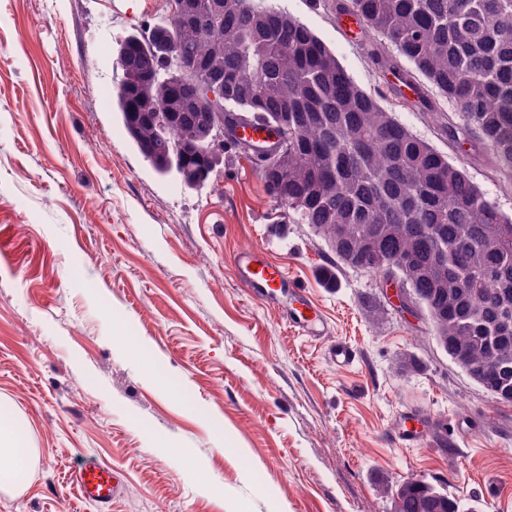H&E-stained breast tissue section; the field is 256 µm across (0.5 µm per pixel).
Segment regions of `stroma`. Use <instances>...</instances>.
<instances>
[{
	"label": "stroma",
	"instance_id": "stroma-1",
	"mask_svg": "<svg viewBox=\"0 0 512 512\" xmlns=\"http://www.w3.org/2000/svg\"><path fill=\"white\" fill-rule=\"evenodd\" d=\"M310 27L364 90L512 214L490 157L448 140L389 84L384 38L335 0H268ZM171 0H0V406L32 454L0 512H96L68 472L114 468L112 512H393L379 485L424 479L477 512H512V405L441 350L429 320L293 223L227 152L206 185L157 173L112 92L119 43ZM257 248L321 314L243 288ZM336 281L326 284L323 272ZM356 359L339 365L331 344ZM414 423L411 448L395 435Z\"/></svg>",
	"mask_w": 512,
	"mask_h": 512
}]
</instances>
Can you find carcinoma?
<instances>
[{
  "instance_id": "carcinoma-1",
  "label": "carcinoma",
  "mask_w": 512,
  "mask_h": 512,
  "mask_svg": "<svg viewBox=\"0 0 512 512\" xmlns=\"http://www.w3.org/2000/svg\"><path fill=\"white\" fill-rule=\"evenodd\" d=\"M343 12L377 32L412 69L392 67L402 85L417 91L422 75L456 107L446 132L494 158L503 186L512 188V0H348ZM170 58L155 70L140 60L159 52L154 34L129 35L120 43L123 79L113 95L123 125L143 157L198 134L211 116L207 99H173L170 87L185 78L183 58L205 63L197 80L224 73V111L265 126L288 113L276 141L260 151L235 136L224 119V148L252 163L265 190L301 224L313 225L330 250L337 225L349 230L348 250L366 248L381 225L404 231L378 238L382 260L366 272L378 281L391 269L385 260L414 256L413 288L422 309L435 314L439 347H460L483 372L482 389L512 403V215L504 213L428 142L401 124L348 75L336 55L306 24L257 0H224V19L202 25L166 24ZM288 173L278 171L285 139ZM440 227L448 267H433L425 231ZM435 486L378 488L394 512H418Z\"/></svg>"
}]
</instances>
